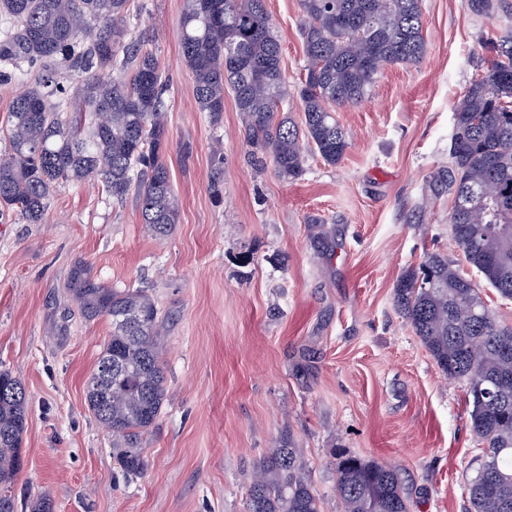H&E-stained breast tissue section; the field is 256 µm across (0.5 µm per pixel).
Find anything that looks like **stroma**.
I'll list each match as a JSON object with an SVG mask.
<instances>
[{
  "label": "stroma",
  "mask_w": 512,
  "mask_h": 512,
  "mask_svg": "<svg viewBox=\"0 0 512 512\" xmlns=\"http://www.w3.org/2000/svg\"><path fill=\"white\" fill-rule=\"evenodd\" d=\"M302 121L300 0H266ZM183 0H131L133 38L167 81L166 164L179 222L156 237L134 198L65 184L40 223L0 216V369L28 398L17 512H245L256 468L283 438L300 448L326 503L338 452L395 464L413 512H469L465 482L482 445L464 382L443 377L393 305L402 273L440 252L462 262L450 200L454 112L491 57L483 36L512 30L469 0H422L425 56L386 67L364 101L337 110L351 145L336 165L306 150L286 181L245 138L232 93L220 120L198 111L179 47ZM85 262L103 283L150 289L167 314V401L147 468L126 482L112 435L86 401L109 321H85L66 289Z\"/></svg>",
  "instance_id": "stroma-1"
}]
</instances>
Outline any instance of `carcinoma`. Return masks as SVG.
Listing matches in <instances>:
<instances>
[{
  "label": "carcinoma",
  "mask_w": 512,
  "mask_h": 512,
  "mask_svg": "<svg viewBox=\"0 0 512 512\" xmlns=\"http://www.w3.org/2000/svg\"><path fill=\"white\" fill-rule=\"evenodd\" d=\"M130 0H0V82L25 63L37 77L13 100L0 157V209L42 220L61 184L97 180L112 198L134 195L157 237L180 204L164 162L166 87L156 56L127 41ZM306 75L297 95L302 123L278 111L288 98L281 45L265 0H184L180 46L198 109L219 120L232 91L247 141L275 172L295 180L307 147L336 165L350 147L335 108L363 101L386 65L426 52L421 0H301ZM494 58L455 107L451 166L434 175L451 198L449 223L466 262L512 299V36L488 39ZM488 185L497 195L485 197ZM68 290L88 322L112 336L88 381L87 403L112 434V458L127 479L147 467L148 433L167 401L164 316L147 288H112L88 265ZM397 311L440 372L466 383L474 435L485 448L467 480L470 512H512V326L448 257L426 255L393 291ZM28 395L0 370V512H15L12 482L23 466ZM342 512H409L396 469L348 453L336 459ZM246 512H322L301 451L272 450L248 489Z\"/></svg>",
  "instance_id": "cac0c4a2"
}]
</instances>
